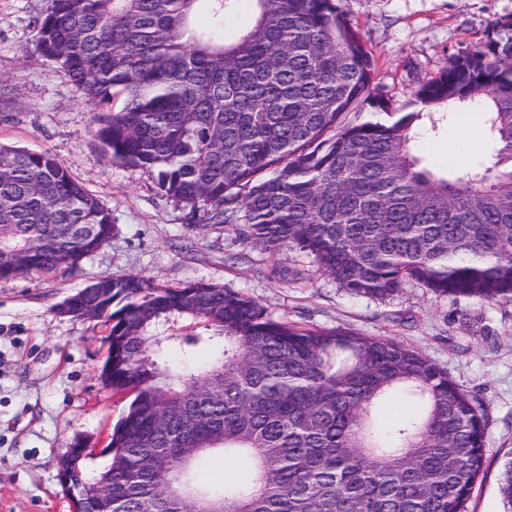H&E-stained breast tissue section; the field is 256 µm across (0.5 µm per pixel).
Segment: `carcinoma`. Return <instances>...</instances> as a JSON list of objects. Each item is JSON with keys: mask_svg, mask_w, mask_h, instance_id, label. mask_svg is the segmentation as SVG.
Segmentation results:
<instances>
[{"mask_svg": "<svg viewBox=\"0 0 512 512\" xmlns=\"http://www.w3.org/2000/svg\"><path fill=\"white\" fill-rule=\"evenodd\" d=\"M240 2L50 0L36 46L101 112L102 150L198 222L240 220L254 245L311 255L353 296L415 280L512 301V21L419 84V111L396 112L338 0H250L252 24L228 40ZM462 110L484 119L488 154L421 165L418 123ZM112 230L55 156L0 146L1 279L74 270ZM73 297L74 317L112 323L108 388L133 395L112 456L80 463L112 485V512H465L485 409L418 349L289 325L216 284L134 273ZM184 320L205 333H170ZM198 350L208 359L187 361ZM392 400L415 413L385 420ZM216 449L254 478L205 483Z\"/></svg>", "mask_w": 512, "mask_h": 512, "instance_id": "1", "label": "carcinoma"}]
</instances>
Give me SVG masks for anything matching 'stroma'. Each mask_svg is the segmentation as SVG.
<instances>
[{"label":"stroma","instance_id":"35a3bbf8","mask_svg":"<svg viewBox=\"0 0 512 512\" xmlns=\"http://www.w3.org/2000/svg\"><path fill=\"white\" fill-rule=\"evenodd\" d=\"M375 57L376 84L395 104L512 19V0H341ZM49 0H0V145L54 154L111 208V240L73 271L0 281V512H73L58 478L75 440L100 447L127 397L101 380L107 329L60 311L90 282L141 273L162 286L209 282L263 304L272 318L389 336L419 348L482 403L484 467L468 512H512L500 480L512 459V301L451 298L409 281L383 300L355 297L296 250L271 254L244 229L194 224L146 172L106 155L97 112L35 46ZM486 132L454 113L423 136L424 166L460 169Z\"/></svg>","mask_w":512,"mask_h":512}]
</instances>
